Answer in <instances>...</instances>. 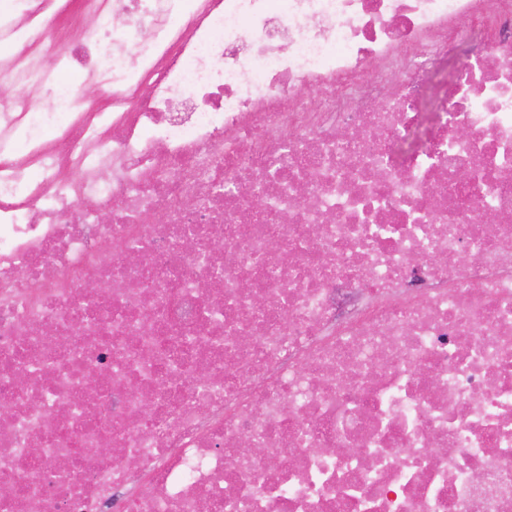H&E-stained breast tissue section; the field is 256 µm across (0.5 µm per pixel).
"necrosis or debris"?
<instances>
[{
  "instance_id": "1",
  "label": "necrosis or debris",
  "mask_w": 512,
  "mask_h": 512,
  "mask_svg": "<svg viewBox=\"0 0 512 512\" xmlns=\"http://www.w3.org/2000/svg\"><path fill=\"white\" fill-rule=\"evenodd\" d=\"M79 2L71 81L0 6V512H512V0ZM453 67H454V60H450L448 62V70L438 74L434 78L433 89L427 95V97L422 101V103L420 105L419 112L422 113L421 116H420L421 117V121L419 119L420 125L417 128L411 130L410 132H413V131L418 132V134H419V136L421 138V142L422 143L425 142V138H424V136L422 134L423 133V129H424V126H422L423 117L426 114H428V113L434 112V110L436 109L437 97H438L439 93L441 92V90H443L445 85H447V83L449 84Z\"/></svg>"
}]
</instances>
